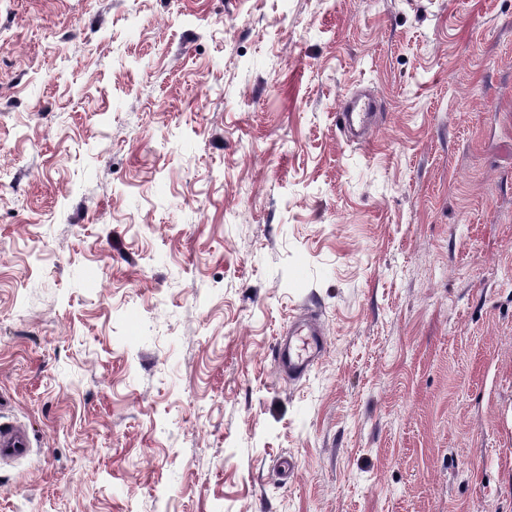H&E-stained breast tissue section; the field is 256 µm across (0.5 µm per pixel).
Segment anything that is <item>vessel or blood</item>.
<instances>
[{
	"label": "vessel or blood",
	"instance_id": "vessel-or-blood-1",
	"mask_svg": "<svg viewBox=\"0 0 512 512\" xmlns=\"http://www.w3.org/2000/svg\"><path fill=\"white\" fill-rule=\"evenodd\" d=\"M374 97L361 95L341 103L336 110V124L348 131L352 142L365 143L376 123ZM327 336L314 321H300L290 326L286 339L276 340L272 360L277 372L293 379L305 377L314 362L326 351ZM30 439L25 430L11 422L0 421V459L25 457Z\"/></svg>",
	"mask_w": 512,
	"mask_h": 512
}]
</instances>
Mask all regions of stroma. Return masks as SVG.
Listing matches in <instances>:
<instances>
[{"label":"stroma","instance_id":"35a3bbf8","mask_svg":"<svg viewBox=\"0 0 512 512\" xmlns=\"http://www.w3.org/2000/svg\"><path fill=\"white\" fill-rule=\"evenodd\" d=\"M0 420V512H512V0H0ZM376 102L371 95H360L354 100L341 103L336 109V125L351 132L353 143L363 144L376 124ZM355 131V132H354ZM327 345V336L320 324L296 322L290 326L287 339H276L272 350L275 369L290 378L301 379L326 351ZM30 447L29 436L21 426L0 421V459L25 457Z\"/></svg>","mask_w":512,"mask_h":512}]
</instances>
